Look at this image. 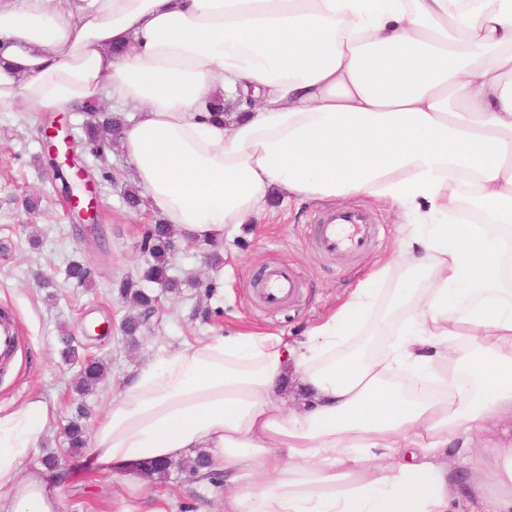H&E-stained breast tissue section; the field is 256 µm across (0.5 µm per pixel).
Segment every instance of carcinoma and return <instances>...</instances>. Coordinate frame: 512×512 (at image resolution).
<instances>
[{"label":"carcinoma","instance_id":"obj_1","mask_svg":"<svg viewBox=\"0 0 512 512\" xmlns=\"http://www.w3.org/2000/svg\"><path fill=\"white\" fill-rule=\"evenodd\" d=\"M123 121L120 117L109 112H93L91 120L84 126L85 142L97 149L101 148L109 138H122ZM172 250V229L169 224H155L149 230L147 237V259L141 281H126L122 283L120 294L132 304L140 307L147 314L157 304V295L152 292L150 285L157 284L170 292L178 287V281L169 275L168 256ZM66 279L74 281L79 286H88L94 281V270L82 262H72L66 270ZM62 345L61 356L66 362H80L81 370L77 381L76 391L88 393L97 388L106 375L104 364L95 359H79L78 349L70 336L60 337ZM68 447L78 451L85 447L87 432L79 420H73L66 430Z\"/></svg>","mask_w":512,"mask_h":512}]
</instances>
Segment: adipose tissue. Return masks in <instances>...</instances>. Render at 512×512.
I'll return each instance as SVG.
<instances>
[{
  "label": "adipose tissue",
  "instance_id": "adipose-tissue-1",
  "mask_svg": "<svg viewBox=\"0 0 512 512\" xmlns=\"http://www.w3.org/2000/svg\"><path fill=\"white\" fill-rule=\"evenodd\" d=\"M106 99L134 108L126 159L184 240L368 193L408 275L383 353L356 337L385 266L304 340L207 336L138 370L92 436L118 512L132 471L200 449L224 512H448L462 470L512 512V438H481L512 422V0H0V112ZM52 420L38 398L0 416V512H61L26 466Z\"/></svg>",
  "mask_w": 512,
  "mask_h": 512
}]
</instances>
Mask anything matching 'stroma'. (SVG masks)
I'll use <instances>...</instances> for the list:
<instances>
[{"instance_id":"1","label":"stroma","mask_w":512,"mask_h":512,"mask_svg":"<svg viewBox=\"0 0 512 512\" xmlns=\"http://www.w3.org/2000/svg\"><path fill=\"white\" fill-rule=\"evenodd\" d=\"M29 113L25 106L0 112V310L14 315L21 333L14 361L0 370V411L17 410L33 397L43 399L54 422L29 466L40 465L49 453L67 455L64 470L46 474L63 512H115L112 475L89 452L68 456L69 421L79 417L86 429H93L139 368L197 337L249 329L303 339L308 327L324 319L376 262L393 257L398 218L386 204L365 195L342 201L341 209L363 212L375 226L372 245L345 262L324 254L310 236V225L323 213L310 201L277 202L261 223L243 225L219 243L175 240L171 273L182 285L161 295L132 347L119 327L136 310L122 299L119 286L141 276L146 233L162 216L146 203L127 206L124 192L136 180L122 146L98 153L80 145L75 160L92 180L99 221L79 223L59 203L61 184L48 173L43 130L58 122L82 138L87 115L43 112L34 121ZM32 196L41 199L35 214L24 208ZM73 260L97 269L95 287L66 281L64 270ZM276 263L293 268L300 293L288 306L269 310L255 299L254 275ZM48 279L52 287L43 288ZM64 333L74 338L80 356L109 365L106 379L91 395L79 396L72 388L79 367L61 357ZM145 487L152 504L165 512H223L220 482L202 484L174 472Z\"/></svg>"}]
</instances>
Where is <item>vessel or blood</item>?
<instances>
[{"mask_svg": "<svg viewBox=\"0 0 512 512\" xmlns=\"http://www.w3.org/2000/svg\"><path fill=\"white\" fill-rule=\"evenodd\" d=\"M321 249L329 256L346 260L362 252L369 241L371 226L364 214L330 212L326 221L316 224ZM261 292L266 306L278 307L292 301L296 293V275L287 264L278 263L263 273ZM18 328L11 315H0V365H8L18 348Z\"/></svg>", "mask_w": 512, "mask_h": 512, "instance_id": "b4317fda", "label": "vessel or blood"}]
</instances>
